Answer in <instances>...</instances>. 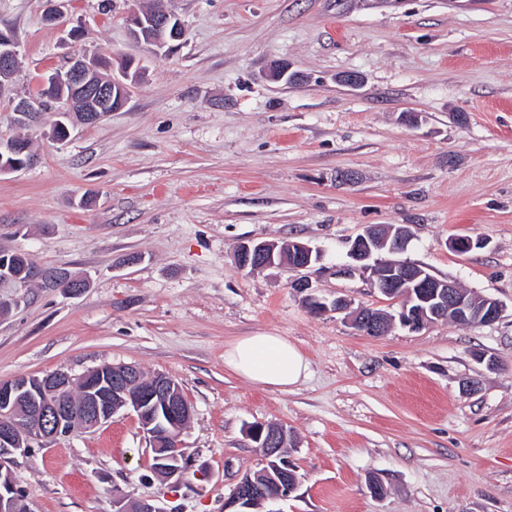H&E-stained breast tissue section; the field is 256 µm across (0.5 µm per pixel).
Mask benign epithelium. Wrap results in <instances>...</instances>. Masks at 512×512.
Masks as SVG:
<instances>
[{
	"label": "benign epithelium",
	"instance_id": "7a95c632",
	"mask_svg": "<svg viewBox=\"0 0 512 512\" xmlns=\"http://www.w3.org/2000/svg\"><path fill=\"white\" fill-rule=\"evenodd\" d=\"M131 39L159 55L170 49L173 41L184 38L182 24L170 29L172 16L141 14L132 11L126 18ZM19 44L9 32L0 30V76L10 78L17 69ZM134 62L123 66L121 77L100 74L102 61L97 55L75 52L67 65L37 79V92L13 101L12 112L18 126L34 127L42 120L43 98L60 93L62 121L52 126L69 131L75 124L92 126L117 109L115 97L128 96L129 85L139 80L141 72H132ZM35 161L28 144L18 138L0 140V174L19 171ZM407 246L405 230L399 225L381 228L371 226L351 243L348 255L354 268L368 274L371 287L385 300L388 309L353 307L350 299L337 296L327 300L310 292L309 283L293 281L291 287L308 292L309 310L314 314L328 311L345 314L358 332L382 336L394 324L419 332L442 321L461 326L492 324L503 311L496 299L473 298L451 280L438 279L423 267L403 260H381L375 253L383 248L400 253ZM484 246L483 240L468 236L455 238L451 247L467 253ZM319 260V252L299 240L281 243L251 241L236 251L239 268L261 269L288 265L299 270ZM39 277L53 288H65L78 295L87 288L85 280L56 270H36L20 254L0 250V283L25 284ZM80 388L81 399L70 400L69 393ZM121 411L135 414L146 436L152 457L159 462L164 478L180 480L186 470L180 438L192 418L191 405L176 381L163 373L146 376L136 366L119 364L105 373L95 367L78 378L56 371L43 376H16L0 380V472L12 476L11 465L19 456L47 439L74 433H85L109 423ZM251 439L262 448L266 459H276L270 468L238 479L231 496L224 501V512H250L284 500L300 484L296 470L281 452L287 430L281 426L254 424L248 427ZM115 512H164L144 500H116Z\"/></svg>",
	"mask_w": 512,
	"mask_h": 512
}]
</instances>
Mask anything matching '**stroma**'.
Segmentation results:
<instances>
[{"mask_svg": "<svg viewBox=\"0 0 512 512\" xmlns=\"http://www.w3.org/2000/svg\"><path fill=\"white\" fill-rule=\"evenodd\" d=\"M154 5L186 28L159 56L125 23ZM45 8L0 0L20 45L0 138L36 156L0 176V250L88 286L0 284L19 300L0 317V379L132 364L175 379L193 418L177 486L130 414L32 448L13 467L32 512H113L118 495L224 512L264 463L256 423L287 429L301 477L274 512H512V0H70L63 26ZM77 51L140 62L125 106L62 143L43 134L53 111L16 125L10 98ZM276 61L299 81L270 80ZM392 224L410 234L402 260L497 299L499 320L371 337L290 288L379 306L348 250ZM459 236L484 245L457 253ZM288 238L320 261L237 266L240 244ZM256 332L299 346L308 377L282 392L228 371L225 343Z\"/></svg>", "mask_w": 512, "mask_h": 512, "instance_id": "obj_1", "label": "stroma"}]
</instances>
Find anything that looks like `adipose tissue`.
Returning a JSON list of instances; mask_svg holds the SVG:
<instances>
[{
	"label": "adipose tissue",
	"instance_id": "adipose-tissue-1",
	"mask_svg": "<svg viewBox=\"0 0 512 512\" xmlns=\"http://www.w3.org/2000/svg\"><path fill=\"white\" fill-rule=\"evenodd\" d=\"M224 365L246 381L280 391L305 379L309 361L287 338L273 333L241 336L225 344Z\"/></svg>",
	"mask_w": 512,
	"mask_h": 512
}]
</instances>
